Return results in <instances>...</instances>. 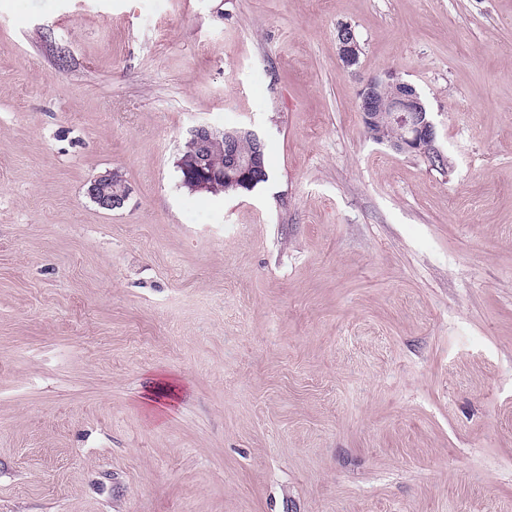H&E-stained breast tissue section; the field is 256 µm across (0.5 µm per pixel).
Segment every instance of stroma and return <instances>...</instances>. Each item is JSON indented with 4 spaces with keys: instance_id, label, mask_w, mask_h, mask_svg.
<instances>
[{
    "instance_id": "obj_1",
    "label": "stroma",
    "mask_w": 512,
    "mask_h": 512,
    "mask_svg": "<svg viewBox=\"0 0 512 512\" xmlns=\"http://www.w3.org/2000/svg\"><path fill=\"white\" fill-rule=\"evenodd\" d=\"M0 512H512V0H0ZM339 42V60L343 68H351L358 63L360 45L353 32L348 26H341L337 31ZM383 86L392 88V97L378 107V89ZM358 112L374 141L399 153L424 157L434 166L445 160L437 145L435 125L413 85L394 78H370L359 91ZM391 129L397 133L391 134ZM244 136H247L253 144V150L248 154L240 153L237 148L239 139ZM190 138L198 149L194 174L191 178H186L193 191H209L207 193L211 194L250 192L257 185L268 180L265 153L263 163V142L252 130L247 128L219 130L201 124L190 130ZM195 144L187 141L179 157H183L187 161L193 158L196 149ZM214 145L224 146V149L219 146L212 152L211 163L216 166H212L209 159L211 147ZM223 163V166H218ZM264 168L265 178L259 179L252 187L233 186L224 183V180L241 184L250 183L262 175ZM217 182H223L224 184ZM213 185L215 186L212 189ZM211 189L212 191H210ZM116 180L112 175H104L95 179L88 188V195L104 210H114L121 208L127 198L124 190H117L113 183Z\"/></svg>"
}]
</instances>
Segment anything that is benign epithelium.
<instances>
[{
	"label": "benign epithelium",
	"mask_w": 512,
	"mask_h": 512,
	"mask_svg": "<svg viewBox=\"0 0 512 512\" xmlns=\"http://www.w3.org/2000/svg\"><path fill=\"white\" fill-rule=\"evenodd\" d=\"M339 60L344 68L358 63L360 45L348 26L337 31ZM392 88V97L384 105H377L378 89ZM358 111L370 137L399 153L416 154L436 166L444 160L437 145L436 129L415 87L397 79L383 81L379 78L366 80L359 90ZM248 137L253 150L248 154L238 151L240 138ZM190 138L198 149L195 171L188 184L197 192L209 191L218 182L233 181L247 184L262 175L263 142L250 129H215L209 125H197L190 130ZM214 145L224 146V165L213 166L209 154ZM88 195L104 210L121 208L127 198L123 190L114 186L112 175L95 179L88 188Z\"/></svg>",
	"instance_id": "benign-epithelium-1"
}]
</instances>
